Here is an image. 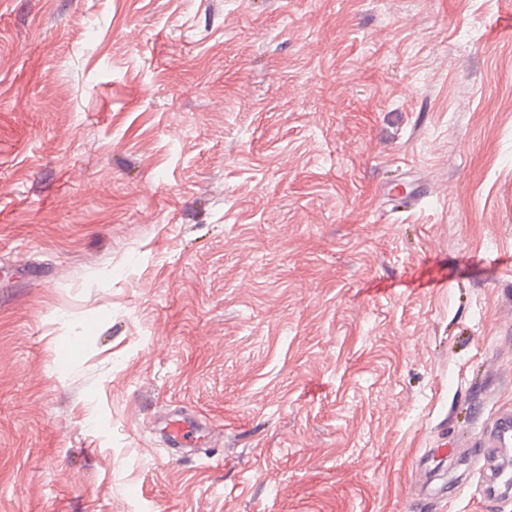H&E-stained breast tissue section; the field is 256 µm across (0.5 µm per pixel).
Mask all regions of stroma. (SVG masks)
I'll use <instances>...</instances> for the list:
<instances>
[{
    "mask_svg": "<svg viewBox=\"0 0 512 512\" xmlns=\"http://www.w3.org/2000/svg\"><path fill=\"white\" fill-rule=\"evenodd\" d=\"M509 258L512 0H0V512H512ZM487 446L489 448L512 447V411L506 410L500 413L490 431ZM161 430L170 448H197L207 437L201 434L200 426L191 417L167 420Z\"/></svg>",
    "mask_w": 512,
    "mask_h": 512,
    "instance_id": "35a3bbf8",
    "label": "stroma"
}]
</instances>
